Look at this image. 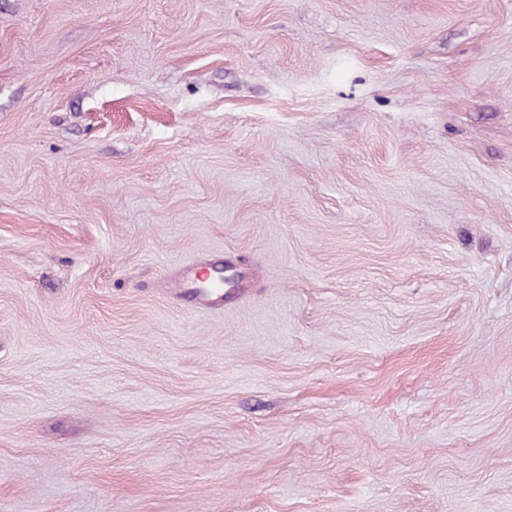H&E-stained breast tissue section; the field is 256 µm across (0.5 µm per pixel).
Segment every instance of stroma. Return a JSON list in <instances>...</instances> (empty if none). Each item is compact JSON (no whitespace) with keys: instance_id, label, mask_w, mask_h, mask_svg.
Masks as SVG:
<instances>
[{"instance_id":"stroma-1","label":"stroma","mask_w":512,"mask_h":512,"mask_svg":"<svg viewBox=\"0 0 512 512\" xmlns=\"http://www.w3.org/2000/svg\"><path fill=\"white\" fill-rule=\"evenodd\" d=\"M0 512H512V0H0Z\"/></svg>"}]
</instances>
